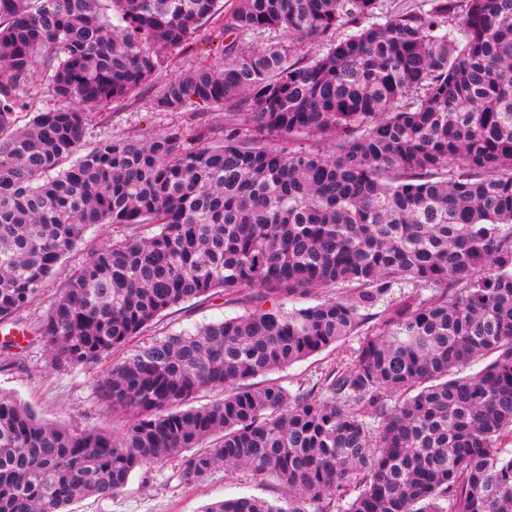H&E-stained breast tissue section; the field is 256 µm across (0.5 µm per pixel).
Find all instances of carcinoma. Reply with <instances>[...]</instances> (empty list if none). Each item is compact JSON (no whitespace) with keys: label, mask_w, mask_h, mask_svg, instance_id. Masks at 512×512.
I'll use <instances>...</instances> for the list:
<instances>
[{"label":"carcinoma","mask_w":512,"mask_h":512,"mask_svg":"<svg viewBox=\"0 0 512 512\" xmlns=\"http://www.w3.org/2000/svg\"><path fill=\"white\" fill-rule=\"evenodd\" d=\"M380 10L0 0V321L89 229L113 227L36 334L74 367L136 342L94 385L129 416L118 435L43 423L0 393V512H72L163 460L185 487L222 466L286 490L202 512H512V0ZM219 17L224 67L170 80L156 107L244 98L247 129L330 153L235 127L200 148L170 131L80 149L89 111ZM265 30L289 41L245 42ZM37 69L58 106L19 130ZM243 290L241 314L154 333L175 307ZM327 350L310 383L272 377Z\"/></svg>","instance_id":"obj_1"}]
</instances>
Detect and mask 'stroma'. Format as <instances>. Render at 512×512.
Returning <instances> with one entry per match:
<instances>
[{"instance_id":"35a3bbf8","label":"stroma","mask_w":512,"mask_h":512,"mask_svg":"<svg viewBox=\"0 0 512 512\" xmlns=\"http://www.w3.org/2000/svg\"><path fill=\"white\" fill-rule=\"evenodd\" d=\"M224 45L220 24L209 23L186 44L168 49L161 69L149 82L130 97L114 100L90 115L84 147H92L101 137L111 134L143 139L171 130L179 131L185 148L201 147L208 138H223L228 122L226 110L200 106L190 111L168 112L156 109L154 101L171 79L201 65L222 68ZM111 234V229L105 227L91 228L82 243L50 276L40 296L13 318L18 330L23 331L24 340L11 366L0 367V391L26 403L44 422L78 430L94 428L118 433L128 421L126 415L112 411L96 396L93 386L100 366L73 367L55 362L35 333L72 274ZM247 305L243 297L231 303L220 296L191 301L170 311L160 328L178 332L197 323L218 321L243 312ZM176 471L174 463L164 461L138 468L112 500L84 499L74 504V512H200L204 504L224 498L254 496L273 501L285 494L278 483L256 478L245 470L232 474L216 470L192 488L180 485Z\"/></svg>"}]
</instances>
